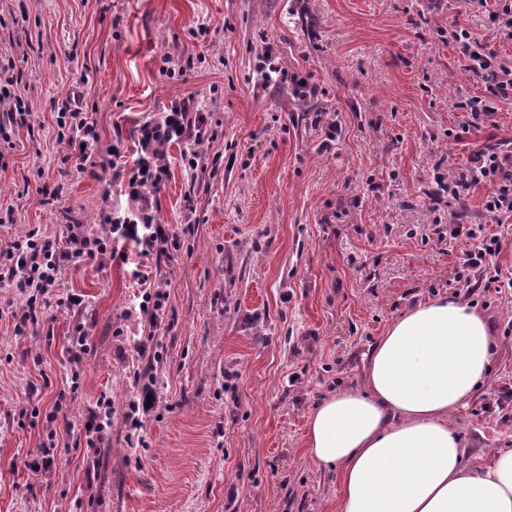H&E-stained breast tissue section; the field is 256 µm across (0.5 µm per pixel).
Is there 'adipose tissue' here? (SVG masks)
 I'll return each instance as SVG.
<instances>
[{
    "label": "adipose tissue",
    "instance_id": "ef3b65f1",
    "mask_svg": "<svg viewBox=\"0 0 512 512\" xmlns=\"http://www.w3.org/2000/svg\"><path fill=\"white\" fill-rule=\"evenodd\" d=\"M491 328L455 297L418 303L370 349L365 391L320 402L307 446L339 469L338 512H512V453L467 466L448 422L488 375Z\"/></svg>",
    "mask_w": 512,
    "mask_h": 512
}]
</instances>
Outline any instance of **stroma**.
Returning <instances> with one entry per match:
<instances>
[{
  "mask_svg": "<svg viewBox=\"0 0 512 512\" xmlns=\"http://www.w3.org/2000/svg\"><path fill=\"white\" fill-rule=\"evenodd\" d=\"M453 21L512 56L477 0H0V54L30 112L0 144V208L16 216L0 226V251L34 227L94 231L137 207L125 179L78 170L58 138L65 96H82L99 150H118L120 166L140 153V125L179 103L194 102L208 128L200 170L185 143L167 144L168 177L152 196L177 241L146 261L168 295L161 326L141 318L131 267L116 260L65 267L55 291L82 308L49 304L22 333L9 311L26 297L0 282V512H337L340 475L309 457L307 418L364 389L390 322L439 295L478 308L494 341L486 382L448 421L468 462L512 451V406L486 410L512 389V294L484 300L482 272L457 277L470 239L433 232L452 222L436 176L512 146L510 100L465 126L459 105L484 86L448 43ZM266 56L283 83L260 84ZM294 74L317 87L301 107ZM45 185L58 203H44ZM486 192L469 190L462 220L501 234L491 261L509 274L512 217L486 213ZM148 334L158 403L135 448L131 359ZM104 391L108 440L61 436L53 466L30 470L56 429L55 402L79 425Z\"/></svg>",
  "mask_w": 512,
  "mask_h": 512,
  "instance_id": "obj_1",
  "label": "stroma"
}]
</instances>
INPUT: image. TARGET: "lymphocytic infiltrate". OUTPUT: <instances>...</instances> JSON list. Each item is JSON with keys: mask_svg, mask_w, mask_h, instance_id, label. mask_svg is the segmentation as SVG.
<instances>
[{"mask_svg": "<svg viewBox=\"0 0 512 512\" xmlns=\"http://www.w3.org/2000/svg\"><path fill=\"white\" fill-rule=\"evenodd\" d=\"M448 42L467 61L468 70L485 85V96L462 102L470 125L483 123L495 111L497 102L512 100V60L505 59L475 31L448 25ZM0 100L10 101V112L0 115V140L10 141L14 128L25 125L29 114L20 94V82L10 65L0 63ZM58 126L65 130L70 146L77 150L79 159H88L98 143L96 128L81 106L63 101L57 115ZM207 133L201 113L173 108L161 121L148 122L139 130L141 155L127 169L128 186L134 196L146 197L148 191L158 190L167 177V169L157 161L162 142L177 140L191 143ZM487 189L484 209L487 213L512 217V150L488 147L477 151L469 166L448 181V195L460 199L471 186ZM450 237L466 236L472 239L471 249L465 252L461 266L485 274L484 292L502 294L512 291V278L502 277L500 271L490 269L488 259L500 248L498 234L486 231L484 226L453 225ZM135 243L141 257L168 250V225L154 223L150 214L135 213L119 223L105 222L99 232H88L84 225L72 224L65 238L44 234L39 228L29 229L15 240L6 252H0V280H21L31 294L26 308L18 318L19 324L35 319L46 297L52 293L65 265L79 261H94L104 256H118V241ZM112 426V402L100 396L82 426L63 423L65 433H78L86 447L97 448L104 443Z\"/></svg>", "mask_w": 512, "mask_h": 512, "instance_id": "obj_1", "label": "lymphocytic infiltrate"}]
</instances>
